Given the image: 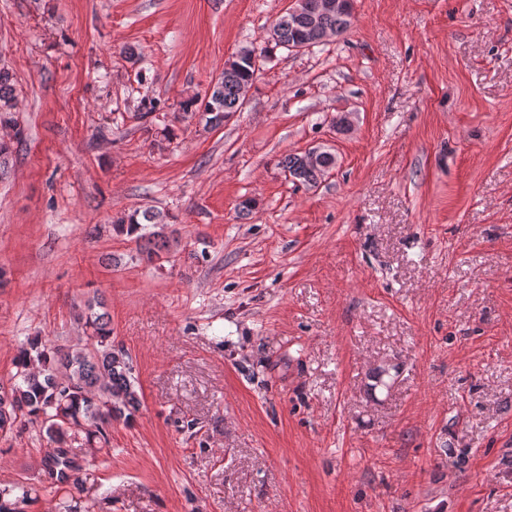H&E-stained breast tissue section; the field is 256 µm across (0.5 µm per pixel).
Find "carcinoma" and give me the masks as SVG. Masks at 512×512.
Returning <instances> with one entry per match:
<instances>
[{"label":"carcinoma","mask_w":512,"mask_h":512,"mask_svg":"<svg viewBox=\"0 0 512 512\" xmlns=\"http://www.w3.org/2000/svg\"><path fill=\"white\" fill-rule=\"evenodd\" d=\"M317 0H306L298 19L288 23L279 20L273 26L271 43L276 48H313L319 45L307 25L308 13L316 10ZM352 12L321 16L326 33L341 35L351 24ZM256 79L249 58L238 60L233 72L225 75L212 88L204 103L201 119L205 125L224 124V115L241 110L240 90ZM15 110L11 74L0 69V121L13 122L9 114ZM313 166L305 155L290 154L282 167L295 179L315 184L336 163L328 153ZM164 216L151 209L134 211L115 221V228L136 240L139 253L152 262L170 250L175 238L165 232ZM103 303L88 302L78 314L85 329L84 339L69 346L29 343L21 346L14 359L17 372L9 386L0 384V433L6 434L19 424L32 425L54 445L45 459L48 475L53 480L54 512H91L82 504L87 482L95 480V464L84 467L73 455V444L102 448L107 443V430L112 422L129 420L140 407L132 365L120 350L112 348V327ZM21 495L9 488L0 489V512H20L18 504L31 498L33 488L20 487Z\"/></svg>","instance_id":"1"}]
</instances>
